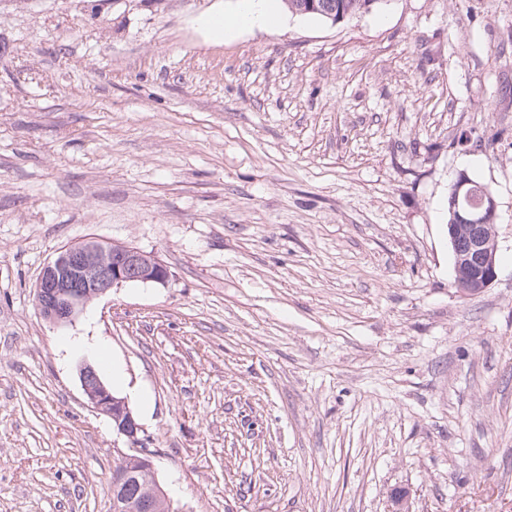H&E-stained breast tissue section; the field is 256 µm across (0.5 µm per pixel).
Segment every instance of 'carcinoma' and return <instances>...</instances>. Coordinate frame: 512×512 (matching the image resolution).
Masks as SVG:
<instances>
[{
    "mask_svg": "<svg viewBox=\"0 0 512 512\" xmlns=\"http://www.w3.org/2000/svg\"><path fill=\"white\" fill-rule=\"evenodd\" d=\"M288 11L295 14L315 15L332 22H339L351 15L365 13L375 8L381 0H283ZM491 193L484 184L474 180L468 191L453 197V188H448V223H458L459 217L470 211L471 206ZM112 484L122 488L123 499L130 512H169L165 508V497L161 491L155 472L143 463L133 459V455L123 456L112 468Z\"/></svg>",
    "mask_w": 512,
    "mask_h": 512,
    "instance_id": "obj_1",
    "label": "carcinoma"
}]
</instances>
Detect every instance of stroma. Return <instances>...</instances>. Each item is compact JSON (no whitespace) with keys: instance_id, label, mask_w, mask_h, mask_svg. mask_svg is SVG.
<instances>
[{"instance_id":"stroma-1","label":"stroma","mask_w":512,"mask_h":512,"mask_svg":"<svg viewBox=\"0 0 512 512\" xmlns=\"http://www.w3.org/2000/svg\"><path fill=\"white\" fill-rule=\"evenodd\" d=\"M219 0H0V512H112L119 360L171 512H512V0L224 43ZM497 201L458 292L448 187ZM139 249L60 326L42 267ZM149 412H142V399ZM125 247L112 245V259L119 257ZM101 249L104 246L99 241L85 240L61 250L43 267L34 291L41 315L57 323H71L92 298L112 288L134 280L165 284L169 279L167 267L150 255L143 253L141 265L148 268L141 267L142 252L134 247H126L125 252L104 269L84 262L87 253ZM80 381L84 393L94 409L112 418V406L121 412L125 420L118 422L117 432L127 438L132 447L138 446L140 439L139 432L142 430L141 426L136 422L129 405L125 399L116 398L112 391L102 382L97 376L95 370L91 365L85 364L80 368ZM92 375L96 379V390L93 389L94 379L87 382V376ZM90 385V386H89Z\"/></svg>"}]
</instances>
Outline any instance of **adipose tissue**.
I'll list each match as a JSON object with an SVG mask.
<instances>
[{
    "mask_svg": "<svg viewBox=\"0 0 512 512\" xmlns=\"http://www.w3.org/2000/svg\"><path fill=\"white\" fill-rule=\"evenodd\" d=\"M279 23L280 15L274 0H241L236 11L227 13L223 8H216L200 19L199 26L209 40L220 44L242 29H269Z\"/></svg>",
    "mask_w": 512,
    "mask_h": 512,
    "instance_id": "1",
    "label": "adipose tissue"
}]
</instances>
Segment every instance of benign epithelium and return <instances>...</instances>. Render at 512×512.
<instances>
[{"mask_svg":"<svg viewBox=\"0 0 512 512\" xmlns=\"http://www.w3.org/2000/svg\"><path fill=\"white\" fill-rule=\"evenodd\" d=\"M496 219L497 202L492 194L469 213L468 223L472 230L469 250L456 257L454 273L456 283L470 289L472 295L483 292L497 278L496 252L486 247L480 233L484 225L493 224ZM101 249L103 245L99 241L85 240L61 250L43 267L34 291L41 315L57 323H71L92 298L113 288L134 280L164 284L169 279V270L159 261L148 268L141 267L142 252L134 247H126L125 252L104 269L84 262L87 253ZM79 375L84 393L93 408L108 417L112 416V409H118L125 416V420L117 425L118 434L125 436L130 445L137 448V452H144L138 447L141 426L136 422L127 401L115 397L99 379L96 380V387L89 386L87 376L96 375L91 365L81 367Z\"/></svg>","mask_w":512,"mask_h":512,"instance_id":"obj_1","label":"benign epithelium"}]
</instances>
